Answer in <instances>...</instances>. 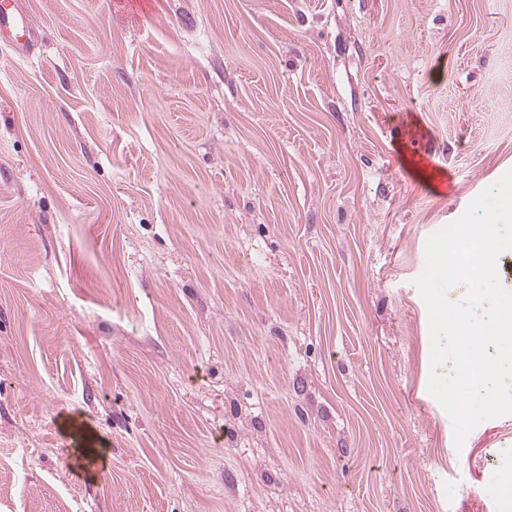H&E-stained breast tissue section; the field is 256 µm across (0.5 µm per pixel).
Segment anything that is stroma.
I'll return each instance as SVG.
<instances>
[{
	"instance_id": "35a3bbf8",
	"label": "stroma",
	"mask_w": 512,
	"mask_h": 512,
	"mask_svg": "<svg viewBox=\"0 0 512 512\" xmlns=\"http://www.w3.org/2000/svg\"><path fill=\"white\" fill-rule=\"evenodd\" d=\"M20 3L0 512H512L415 285L512 169V0Z\"/></svg>"
}]
</instances>
